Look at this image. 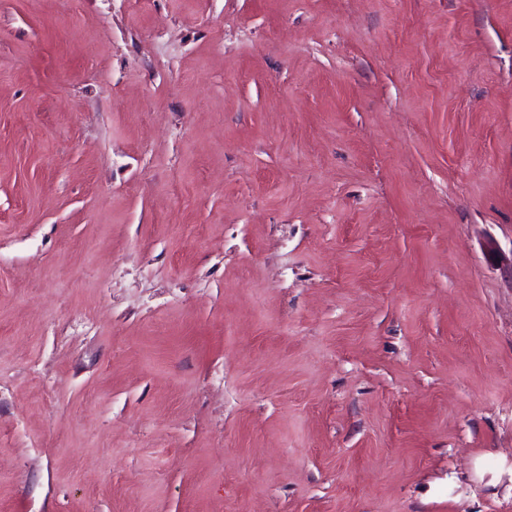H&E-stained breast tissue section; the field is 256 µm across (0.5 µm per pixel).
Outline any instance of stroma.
<instances>
[{
  "instance_id": "stroma-1",
  "label": "stroma",
  "mask_w": 512,
  "mask_h": 512,
  "mask_svg": "<svg viewBox=\"0 0 512 512\" xmlns=\"http://www.w3.org/2000/svg\"><path fill=\"white\" fill-rule=\"evenodd\" d=\"M512 0H0V512H512Z\"/></svg>"
}]
</instances>
